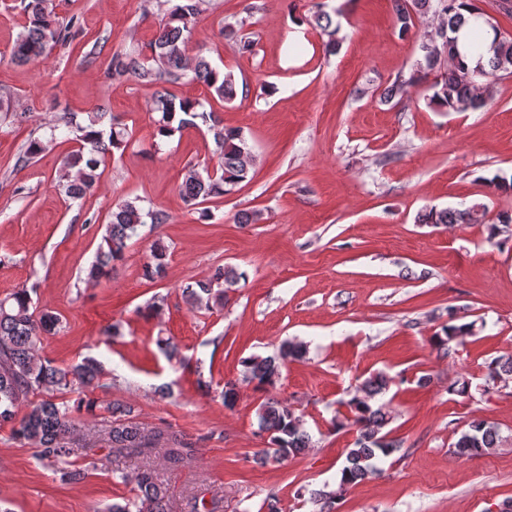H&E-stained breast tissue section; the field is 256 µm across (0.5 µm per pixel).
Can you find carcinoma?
Masks as SVG:
<instances>
[{"mask_svg":"<svg viewBox=\"0 0 512 512\" xmlns=\"http://www.w3.org/2000/svg\"><path fill=\"white\" fill-rule=\"evenodd\" d=\"M206 0H178L159 23L150 54L140 50L117 52L112 55L110 76L133 79L141 84H178L182 79L204 85L210 95L222 101H231L237 95L233 75L214 67L202 53H192V38L197 17L204 11ZM28 25L17 38L12 56L27 64L49 55L54 47L68 38V33L56 22L50 0H23ZM399 32L414 26V16L433 13L438 25L424 35L420 45L424 67L409 77H398L393 85L380 95V101L390 103L402 97L407 88L421 82L430 71L441 65L440 79L431 84L430 102L444 112H467L486 107L491 100L488 86L478 82L489 73H512V33L500 30L489 20L484 23L493 31V55L487 64L471 68L463 62L458 48L457 33L467 23L461 9L465 0H394ZM306 22L321 30L327 37L325 51H336L337 27L331 15L321 11ZM153 111L161 113L157 121L158 134L170 138L187 128L203 124L212 134L218 162L215 168L198 170L190 167L179 186L186 208L209 218L205 204L224 196L246 181L250 174L252 148L243 132L226 128L204 109L198 99L178 98L163 89L156 92ZM105 113L89 116L88 123L77 120V115L65 113L49 126L48 136L35 138L24 147L19 162L26 164L50 148L57 133L66 134L75 143L62 162L64 174L59 190L70 199H81L100 185L108 160L116 151H124L132 140L126 124L112 116L103 125ZM135 197L112 206L107 217L102 243L87 273V281L98 283L112 275L117 263L123 261L128 242L139 235L148 223L164 224L169 216L162 210L140 205ZM473 218L471 209H430L418 217L422 224H468ZM165 254L156 250L144 265V276L161 279L165 276ZM242 274L232 268L217 267L204 279L187 284L183 296L193 309L212 310L224 306V284L234 283ZM36 286L21 287L0 297V426L11 427L13 436L35 449L42 465L59 476L61 483L70 485L84 481L86 469L73 465L75 437L81 428L80 420L96 416L99 407L96 391L111 387L110 373L100 361L85 357L81 362L58 366L42 355L43 337L63 329L62 319L50 310L38 311L32 294ZM457 312L448 308V325L433 337V345L440 354L451 355L450 342L473 332L475 323H456ZM307 353L302 342L285 341L275 356H250L242 360V382L257 388L273 386L281 369L290 360H299ZM512 377V354L502 355L490 362L487 377L495 382ZM79 385L77 397H60L73 384ZM390 387V378L383 372L365 378L356 391L339 406L346 409L343 419L332 424L356 430L352 447L347 449L340 471V489L356 485L380 472L378 463L394 455L403 447V441L387 430L391 413L376 398ZM28 410L20 412L23 404ZM107 410L115 415L107 432L110 449L158 447L173 464L195 456L197 448L185 441L182 434L170 429L147 431L132 418L133 408L119 404ZM258 432L265 436L266 447L257 452L263 463H280L310 447L311 436L303 428L302 420L287 402L274 396L266 397L258 406ZM506 441L499 429L488 421L476 418L467 424L453 444V453L473 459L498 448ZM133 482L136 493L132 498L114 502L108 512H171L166 488L157 483L153 473L144 469Z\"/></svg>","mask_w":512,"mask_h":512,"instance_id":"cac0c4a2","label":"carcinoma"}]
</instances>
